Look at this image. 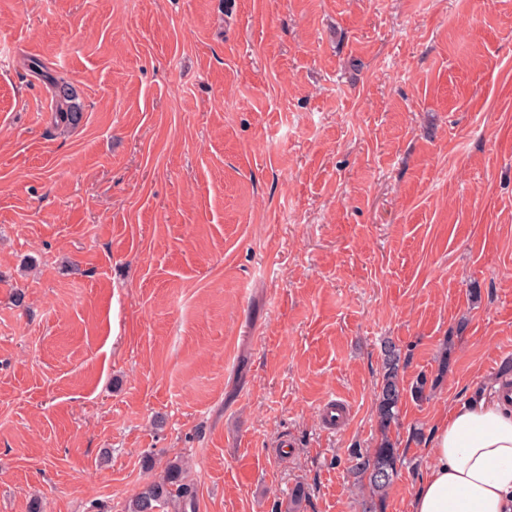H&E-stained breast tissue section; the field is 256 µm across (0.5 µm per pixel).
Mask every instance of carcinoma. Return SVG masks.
<instances>
[{"instance_id": "1", "label": "carcinoma", "mask_w": 512, "mask_h": 512, "mask_svg": "<svg viewBox=\"0 0 512 512\" xmlns=\"http://www.w3.org/2000/svg\"><path fill=\"white\" fill-rule=\"evenodd\" d=\"M30 71L49 84L56 98L55 123L77 126L83 117L80 105L70 83L53 74L39 59L31 60ZM400 350L393 344L384 346V376L376 397L377 417L382 431L386 432L398 421L405 388L400 378ZM401 457L388 437L378 446L357 457L355 470L368 482L370 505L363 512H375V501H383L394 480L398 477ZM197 498L193 487L184 481L180 463L171 461L164 476L149 485L133 498L126 512H196Z\"/></svg>"}]
</instances>
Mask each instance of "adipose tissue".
Listing matches in <instances>:
<instances>
[{"instance_id": "adipose-tissue-1", "label": "adipose tissue", "mask_w": 512, "mask_h": 512, "mask_svg": "<svg viewBox=\"0 0 512 512\" xmlns=\"http://www.w3.org/2000/svg\"><path fill=\"white\" fill-rule=\"evenodd\" d=\"M431 463L409 512H512V409L496 398L455 405L428 443Z\"/></svg>"}]
</instances>
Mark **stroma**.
I'll return each instance as SVG.
<instances>
[{
	"label": "stroma",
	"instance_id": "obj_1",
	"mask_svg": "<svg viewBox=\"0 0 512 512\" xmlns=\"http://www.w3.org/2000/svg\"><path fill=\"white\" fill-rule=\"evenodd\" d=\"M388 341L437 384L384 434ZM508 378L512 0H0V512H125L175 459L197 512H362L385 435L407 512ZM30 63V71L41 77L54 91L56 125L77 126L82 120L83 113L80 112V105L76 102L70 83L63 76L54 75L41 60L33 59Z\"/></svg>",
	"mask_w": 512,
	"mask_h": 512
}]
</instances>
